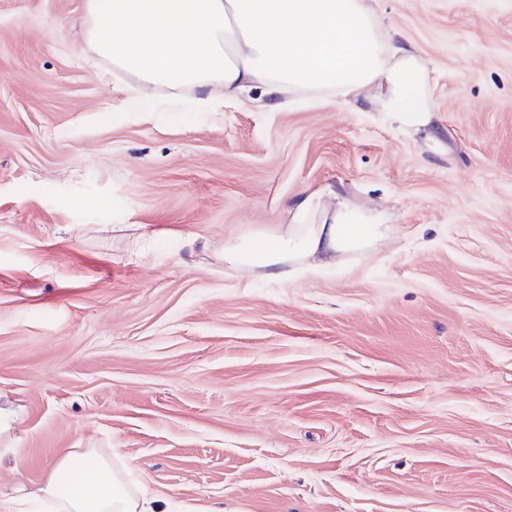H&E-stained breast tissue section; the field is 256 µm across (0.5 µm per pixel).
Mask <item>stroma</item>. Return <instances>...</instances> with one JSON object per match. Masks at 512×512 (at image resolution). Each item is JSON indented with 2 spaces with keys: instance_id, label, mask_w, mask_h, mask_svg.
Instances as JSON below:
<instances>
[{
  "instance_id": "stroma-1",
  "label": "stroma",
  "mask_w": 512,
  "mask_h": 512,
  "mask_svg": "<svg viewBox=\"0 0 512 512\" xmlns=\"http://www.w3.org/2000/svg\"><path fill=\"white\" fill-rule=\"evenodd\" d=\"M0 0V406L36 489L131 459L164 512H512V0H378L437 141L341 96L118 106L138 77ZM385 239L293 279L224 263L325 185Z\"/></svg>"
}]
</instances>
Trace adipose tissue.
I'll return each instance as SVG.
<instances>
[{
  "label": "adipose tissue",
  "mask_w": 512,
  "mask_h": 512,
  "mask_svg": "<svg viewBox=\"0 0 512 512\" xmlns=\"http://www.w3.org/2000/svg\"><path fill=\"white\" fill-rule=\"evenodd\" d=\"M81 24L99 55L141 77L126 112L153 111L157 86L204 90L192 102L200 112L221 111L254 87L272 101L287 90H330L409 130L434 127L427 67L373 0H85ZM382 234L381 214L311 194L290 223L230 238L224 262L279 278L319 273ZM133 471L110 451L70 448L36 491L20 484L0 499V512H20L30 501L44 512H156Z\"/></svg>",
  "instance_id": "1"
}]
</instances>
